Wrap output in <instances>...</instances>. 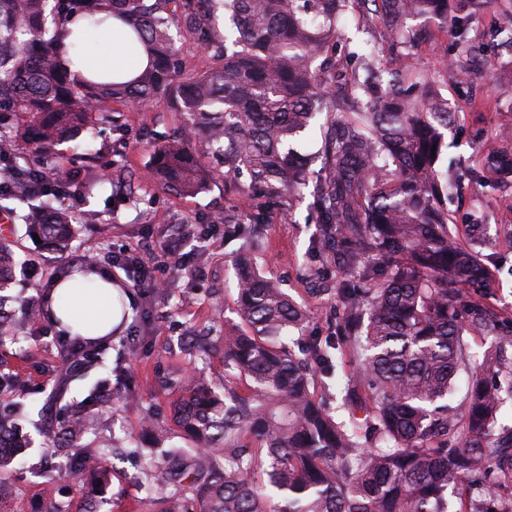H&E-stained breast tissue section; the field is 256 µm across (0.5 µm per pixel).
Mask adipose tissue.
Listing matches in <instances>:
<instances>
[{
  "instance_id": "adipose-tissue-1",
  "label": "adipose tissue",
  "mask_w": 512,
  "mask_h": 512,
  "mask_svg": "<svg viewBox=\"0 0 512 512\" xmlns=\"http://www.w3.org/2000/svg\"><path fill=\"white\" fill-rule=\"evenodd\" d=\"M68 27L85 34L81 54L89 71L106 78L115 74L130 77L147 62L144 51L130 48L115 28L96 27L81 17L72 18ZM114 291L111 278L106 276L95 277L90 283L79 278L56 282L51 290L53 303L48 318L59 328H80L88 340L106 336L116 322L112 309Z\"/></svg>"
}]
</instances>
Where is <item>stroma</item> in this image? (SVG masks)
<instances>
[{"instance_id":"obj_1","label":"stroma","mask_w":512,"mask_h":512,"mask_svg":"<svg viewBox=\"0 0 512 512\" xmlns=\"http://www.w3.org/2000/svg\"><path fill=\"white\" fill-rule=\"evenodd\" d=\"M406 25L419 37L414 58L421 80L455 114L448 128L445 165L456 170L461 164L476 163L498 148L500 130L512 129V48H499L491 66L479 69L478 80L468 85L444 65L455 54L454 31L425 18L407 20ZM181 125L179 113L166 102L146 108L115 101L106 119L79 136L89 144L93 161L74 160L68 142L55 150L59 168L82 173L83 208L102 217L101 223L80 232L61 253L60 268L70 267L90 242L100 244L106 253L136 248L142 265L155 271L168 265L174 252L188 255L189 263L161 294L129 287L127 273L113 271V280L126 287L128 337L109 342L94 361L69 373L62 369L64 338L50 320L42 319L35 328L25 309L7 307L5 319L16 333L0 337V371L21 377L25 387L18 394L0 392V412L15 402L24 403L17 424L33 446L14 468L0 472V512H44L52 503L66 512L80 508L70 483L51 468L62 463L54 454L55 433L69 428L80 402L88 398L93 401L89 409L95 420L93 438L113 463L101 512H153L144 488L155 479L138 462L141 450L154 445L144 437L143 424L151 422L157 435L177 441L172 382L194 373L206 374L216 384L223 382L220 338L225 328L239 322L230 258L242 247H249L256 268L278 280L309 310L307 335L328 336L336 323L340 304L319 292L317 278L322 272L335 279L336 268L311 252L315 226L308 200L295 201L288 212L279 204H266V223H250L243 214L239 233L227 234L217 218L232 194L224 187L223 165L200 136L192 138L191 147L213 171L203 190L193 196L177 195L152 179L154 147L177 136ZM105 168L113 176L131 177L134 192L129 200L113 201L111 184L96 181V174ZM508 194L512 195V181L491 188L462 180L460 190L448 201V219L453 224L467 223L469 213L479 208L488 223H510L512 212H504L499 203ZM22 215L19 208L6 213L10 229L0 233V243L9 245L17 259L11 293L28 296L49 278L48 268L40 264L48 249L35 242V229ZM174 224L195 225L198 242H172ZM129 389L137 396L133 407L121 400Z\"/></svg>"}]
</instances>
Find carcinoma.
I'll use <instances>...</instances> for the list:
<instances>
[{
    "mask_svg": "<svg viewBox=\"0 0 512 512\" xmlns=\"http://www.w3.org/2000/svg\"><path fill=\"white\" fill-rule=\"evenodd\" d=\"M222 2V62L180 81L171 27L214 47L203 30ZM492 0H0V96L8 89L19 135L32 158L0 154V174L27 189L46 241L58 242L64 207L42 185L52 147L96 125L112 100L149 106L164 98L202 127L224 178L250 183L245 203L262 195L292 197L314 183L315 251L348 273L336 285L342 314L336 335L287 344L307 311L280 283L237 259L241 327L224 330V389L198 373L183 380L174 403L189 448H152L157 512H512V427L498 425L512 398V313L474 296L490 276L487 225L448 224V149L453 115L416 82L409 18L437 19L457 33L467 54L469 20ZM391 31L387 57H336L338 23L372 21L378 9ZM80 12L112 18L148 62L128 80H74L59 60L65 30L46 37L48 17ZM325 115L316 155L292 147ZM484 158L482 170L512 178V134ZM167 190L198 193L210 169L188 138L156 150ZM490 340L482 356L472 342ZM351 368L337 410L318 399L315 378ZM467 388L456 398V383ZM13 418H0V470L24 442L12 441ZM80 434L69 470L76 492L109 483V459L97 452L87 469Z\"/></svg>",
    "mask_w": 512,
    "mask_h": 512,
    "instance_id": "carcinoma-1",
    "label": "carcinoma"
}]
</instances>
